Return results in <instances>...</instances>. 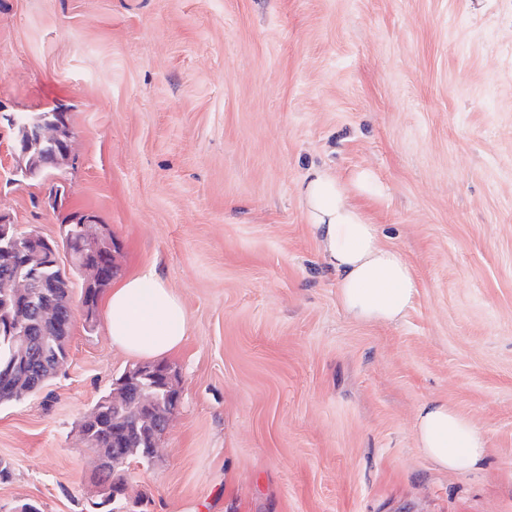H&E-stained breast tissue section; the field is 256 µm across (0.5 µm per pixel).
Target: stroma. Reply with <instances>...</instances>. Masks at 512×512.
I'll return each mask as SVG.
<instances>
[{
    "instance_id": "obj_1",
    "label": "stroma",
    "mask_w": 512,
    "mask_h": 512,
    "mask_svg": "<svg viewBox=\"0 0 512 512\" xmlns=\"http://www.w3.org/2000/svg\"><path fill=\"white\" fill-rule=\"evenodd\" d=\"M59 103L67 162L18 177L5 115ZM314 166L382 184L356 202L415 272L400 321L343 310ZM0 215L88 216L186 307L146 512H512V0H0ZM137 364L75 311L66 363L0 405V512H91L80 424ZM430 401L485 433L479 467L417 447Z\"/></svg>"
}]
</instances>
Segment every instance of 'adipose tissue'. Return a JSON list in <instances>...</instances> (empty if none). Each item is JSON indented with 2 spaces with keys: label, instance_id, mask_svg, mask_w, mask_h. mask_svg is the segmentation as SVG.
I'll return each instance as SVG.
<instances>
[{
  "label": "adipose tissue",
  "instance_id": "1",
  "mask_svg": "<svg viewBox=\"0 0 512 512\" xmlns=\"http://www.w3.org/2000/svg\"><path fill=\"white\" fill-rule=\"evenodd\" d=\"M381 192L368 170L345 182L326 167L309 169L299 188L301 206L323 259L336 273L341 304L349 316L363 322L399 321L418 288L411 265L381 242L376 224L355 202L356 197ZM105 324L113 346L147 360L179 349L189 329L183 302L151 269L114 286L107 299ZM416 442L434 464L450 471L477 467L487 448L484 433L443 402L419 409Z\"/></svg>",
  "mask_w": 512,
  "mask_h": 512
}]
</instances>
